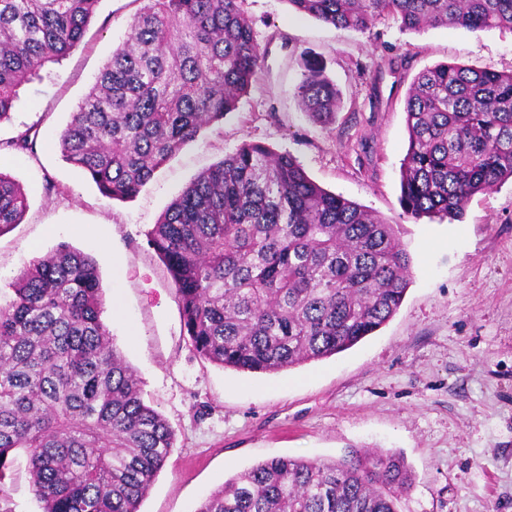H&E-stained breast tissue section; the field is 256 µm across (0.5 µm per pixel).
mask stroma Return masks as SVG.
Here are the masks:
<instances>
[{"mask_svg": "<svg viewBox=\"0 0 512 512\" xmlns=\"http://www.w3.org/2000/svg\"><path fill=\"white\" fill-rule=\"evenodd\" d=\"M264 66L235 112L205 128L131 200L104 197L50 140L125 39L138 0H100L81 44L20 89L0 126V172L28 207L0 236V289L58 244L99 266L103 319L175 447L139 512H195L202 496L273 457L401 454L415 483L401 512H512V182L476 194L462 221L415 219L400 204L405 99L439 63L512 71V33L405 32L389 16L357 32L243 0ZM318 65L340 89L334 123L312 122L297 86ZM33 151L4 148L27 127ZM290 153L323 188L398 225L412 257L397 313L334 356L253 374L204 360L184 335L170 276L147 235L201 171L243 143ZM0 512H40L24 455L0 484Z\"/></svg>", "mask_w": 512, "mask_h": 512, "instance_id": "1", "label": "stroma"}]
</instances>
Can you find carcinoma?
<instances>
[{
    "instance_id": "carcinoma-1",
    "label": "carcinoma",
    "mask_w": 512,
    "mask_h": 512,
    "mask_svg": "<svg viewBox=\"0 0 512 512\" xmlns=\"http://www.w3.org/2000/svg\"><path fill=\"white\" fill-rule=\"evenodd\" d=\"M53 145L110 199L135 197L201 130L238 108L263 52L241 0H142ZM338 29L378 17L512 33V0H286ZM99 0H0V124L19 88L82 41ZM306 114L333 121L336 86L307 70ZM400 203L416 219L463 218L473 196L512 180V72L438 64L406 95ZM27 128L1 143L33 150ZM27 208L0 172V235ZM170 275L183 332L223 368L273 373L343 352L401 306L411 257L397 230L258 143L198 174L148 232ZM0 301V482L21 449L41 512H138L175 444L112 342L96 260L66 243L14 277ZM404 459L273 458L227 480L195 512H397Z\"/></svg>"
}]
</instances>
